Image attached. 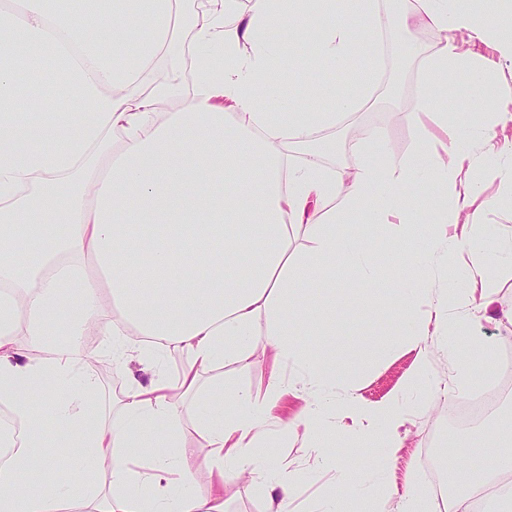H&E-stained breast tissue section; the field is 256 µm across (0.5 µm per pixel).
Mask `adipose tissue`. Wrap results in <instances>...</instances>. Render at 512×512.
Segmentation results:
<instances>
[{"label": "adipose tissue", "instance_id": "ef3b65f1", "mask_svg": "<svg viewBox=\"0 0 512 512\" xmlns=\"http://www.w3.org/2000/svg\"><path fill=\"white\" fill-rule=\"evenodd\" d=\"M186 2L138 0L131 18L125 0L108 10L100 0H0V401L28 426L0 461V512H64L65 503L79 501L86 512H224L225 494L246 474L266 476L275 512H285L298 476L265 450L283 393L278 373L263 394L235 391L199 416L214 486L207 500L191 492L202 455L170 427L175 395L196 392L201 372L266 350L293 362L313 388L299 421L317 461L339 474L317 512H345L352 495L364 499L365 512H435L432 500L385 478L401 445L405 393L367 404L355 382L398 344L417 353L414 380L428 379L429 336L453 346L473 314L493 302L499 269L480 222L483 190L468 173L474 143L492 145L496 128L512 123V0H412L399 13L402 31L424 23L443 32L423 84L449 93L465 85L476 119L462 127L442 118L444 142L419 128L415 155L401 165L382 161L380 138L361 131L346 182L321 165L333 151L327 142L297 168L290 152L367 97L379 67L368 54L381 29L377 0H249L244 12L239 0H203L201 14ZM310 16L318 52L298 56V67L315 60L322 71L350 73L359 61L366 77L347 88L298 85L288 104L270 74L287 47L269 31ZM179 20L192 30L200 62L187 99L172 85L144 89L158 60L179 51ZM132 26L137 37L101 51L98 35ZM463 35L487 53L462 49ZM42 47L68 52L76 68L60 110L23 121L19 111H36L40 102L17 58ZM176 97L181 106L163 111ZM340 224L378 227L392 243L422 242L409 257L413 285L390 293L395 308L382 340L350 353L325 338L338 315L335 293L320 295L311 309L303 297L304 285L336 262L376 286L379 254L364 236L339 235ZM302 234L313 247L292 251ZM73 292L80 311L71 319ZM107 317L112 359L134 353L150 367L173 346L191 359L177 381L160 372L146 384L130 380L110 421L87 397L92 374L76 372L87 357L85 332ZM263 317L271 324L261 335L255 327ZM51 320L60 337L48 335ZM304 332L320 337L319 348L300 342ZM20 336L35 353L17 347ZM34 394L44 413L31 409ZM339 415L365 426L346 446L336 442ZM50 433L81 441L82 454L48 455ZM375 440L371 472L345 467L351 449ZM467 446L481 464L449 466L457 492L447 512H487L480 491L489 484L498 487L496 512H512V420L469 436ZM146 450V470L132 469ZM34 459L48 484L23 478ZM93 463L111 472L110 496L91 497L81 479Z\"/></svg>", "mask_w": 512, "mask_h": 512}]
</instances>
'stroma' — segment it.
<instances>
[{
	"label": "stroma",
	"mask_w": 512,
	"mask_h": 512,
	"mask_svg": "<svg viewBox=\"0 0 512 512\" xmlns=\"http://www.w3.org/2000/svg\"><path fill=\"white\" fill-rule=\"evenodd\" d=\"M414 32L416 39L411 44L403 68L398 70L394 67L396 57L390 50L397 32L391 28L384 31L386 48L380 54L377 88L359 111L337 114L335 125L322 132L323 137L337 143L336 152L322 158V165L327 171L336 173L345 168L348 145L362 127L381 134L385 159L405 163L413 157L417 130L411 124L410 116L418 109L425 94L420 78L421 69L443 38L442 32L425 25H415ZM472 153L473 172L481 177L485 196L496 201L495 206L485 212L483 221L493 227L494 242L512 239V198L505 196L495 175L496 167L512 166V154L503 155L499 166L494 167L485 161L482 145H475ZM494 298L487 317L473 321L470 334L476 341L501 348L512 346V324L501 317L502 311L512 308V270L502 269ZM336 304L341 319L336 324L332 341L340 348L353 345L357 332H364L370 337L378 334L381 319L388 317L391 310L388 300L375 299L371 302L372 314H362L351 307L349 293L345 290L337 291ZM85 344L95 353L98 364L110 372L108 378L97 379L90 398L100 412H115L116 385H127L133 377L145 383L152 373L135 358L113 362L110 356L102 354L100 336H86ZM415 359L414 351L400 346L389 356L372 362L358 382V396L364 401L375 402L402 390L411 378ZM274 369L278 370L285 386L290 389L273 412L271 426L280 428L310 401L311 396L299 383L297 371L291 363L283 361L276 364L271 355L260 354L245 363L217 366L201 373L199 393L178 401L176 405L177 426L182 436L188 442L201 443L196 424L201 404L217 396L231 394L238 387L264 391L269 374ZM453 403V398L438 394L425 408L407 416L400 429L404 445L387 467V480L399 484L410 482L417 491L426 492L428 472L425 458L442 457L450 451L464 453L463 441H449L446 431L448 408ZM271 451L288 463L290 469L299 471L301 476L288 512H301L309 503L323 501L336 486V470L319 465L312 449L305 447L303 426H295L287 441H274ZM268 509L267 488L263 479L258 477L240 480L224 502V512H268Z\"/></svg>",
	"instance_id": "35a3bbf8"
}]
</instances>
